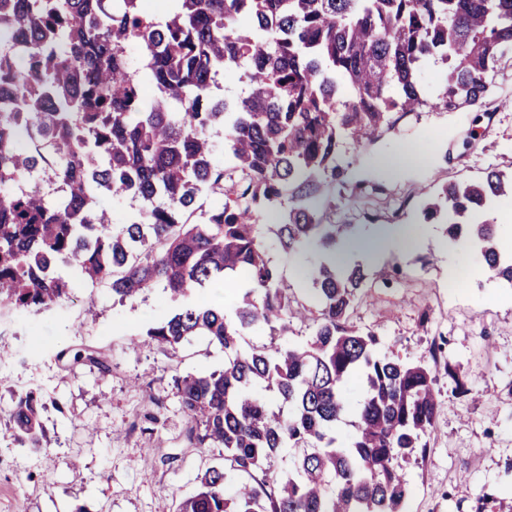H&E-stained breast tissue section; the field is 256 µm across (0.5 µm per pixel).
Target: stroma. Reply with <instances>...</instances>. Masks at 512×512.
I'll return each instance as SVG.
<instances>
[{"label":"stroma","mask_w":512,"mask_h":512,"mask_svg":"<svg viewBox=\"0 0 512 512\" xmlns=\"http://www.w3.org/2000/svg\"><path fill=\"white\" fill-rule=\"evenodd\" d=\"M475 127L478 139L463 147ZM405 148L421 161L395 172L381 166ZM342 159L350 182L381 190L365 210L342 190L332 221L360 224L368 211L379 225L420 224L425 194L512 163V51L498 63L486 109L401 116L366 148L345 141ZM420 226L414 247L393 244L369 263L350 321L374 331L388 357L428 364L441 346L471 383L470 395L457 397L437 371L441 408L424 457L403 469L405 512H472L482 494L486 512H498L512 498V288L490 278L473 251L449 245L442 225ZM67 274L72 293L60 306L0 311V512H173L198 475L224 463L219 449L189 447L174 380L223 369L224 351L196 336L173 357L148 340L147 328L175 308L162 288L119 304L108 285ZM75 345L101 350L111 375L58 360ZM27 390L45 404L34 447L17 445L8 427Z\"/></svg>","instance_id":"35a3bbf8"}]
</instances>
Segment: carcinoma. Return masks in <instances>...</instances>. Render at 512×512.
Listing matches in <instances>:
<instances>
[{
    "label": "carcinoma",
    "mask_w": 512,
    "mask_h": 512,
    "mask_svg": "<svg viewBox=\"0 0 512 512\" xmlns=\"http://www.w3.org/2000/svg\"><path fill=\"white\" fill-rule=\"evenodd\" d=\"M508 49L512 0H0V307L67 299L61 268L72 266L120 302L169 292L178 306L146 330L169 354L193 336L224 348L223 370L175 379L189 445L222 448L225 461L176 512H402L398 463L426 447L435 377L380 356L377 335L350 324L368 268L336 263L356 227L325 208L346 183L343 140L370 144L398 113L482 108ZM431 61L449 74L428 92ZM228 74L248 87L233 101L215 94ZM35 179L52 192L27 187ZM110 197L140 204L117 229ZM508 200L512 171L494 167L441 185L422 220L512 286V249L499 225L477 221ZM265 231L290 254L313 251L312 287L285 286ZM219 283L233 304L193 299ZM295 324L307 342H277ZM261 331L269 342L241 348ZM58 360L112 372L87 347ZM41 408L37 392L17 396V444L38 442ZM348 415L354 431L340 443ZM283 448L293 468L277 479L268 465ZM231 472L248 480L228 495Z\"/></svg>",
    "instance_id": "1"
}]
</instances>
